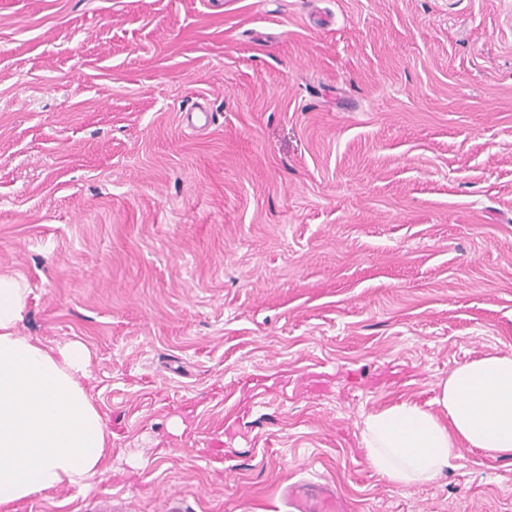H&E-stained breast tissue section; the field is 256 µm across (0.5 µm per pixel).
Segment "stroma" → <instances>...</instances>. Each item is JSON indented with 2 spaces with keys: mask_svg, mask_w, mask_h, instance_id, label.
Here are the masks:
<instances>
[{
  "mask_svg": "<svg viewBox=\"0 0 512 512\" xmlns=\"http://www.w3.org/2000/svg\"><path fill=\"white\" fill-rule=\"evenodd\" d=\"M6 272L112 432L10 512H512V458L400 490L361 443L512 348V0H0ZM292 512H344V504L330 485L312 493L303 485L294 483L286 491Z\"/></svg>",
  "mask_w": 512,
  "mask_h": 512,
  "instance_id": "35a3bbf8",
  "label": "stroma"
}]
</instances>
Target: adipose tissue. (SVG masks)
Returning <instances> with one entry per match:
<instances>
[{
  "instance_id": "1",
  "label": "adipose tissue",
  "mask_w": 512,
  "mask_h": 512,
  "mask_svg": "<svg viewBox=\"0 0 512 512\" xmlns=\"http://www.w3.org/2000/svg\"><path fill=\"white\" fill-rule=\"evenodd\" d=\"M30 291L0 274V506L60 489H89L112 447L79 340L47 346L21 335ZM372 468L407 489L441 478L460 447L512 457V353L457 366L433 405L400 401L364 414Z\"/></svg>"
}]
</instances>
